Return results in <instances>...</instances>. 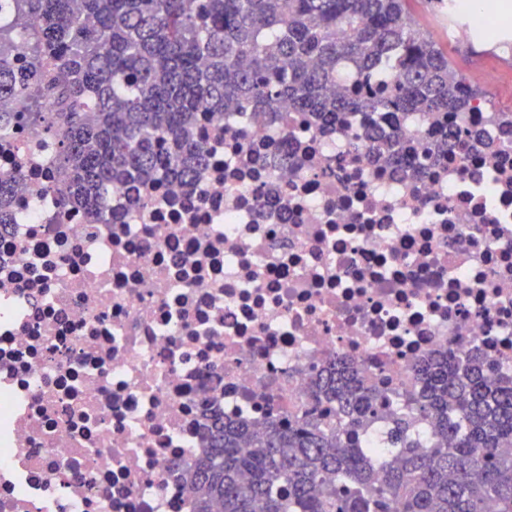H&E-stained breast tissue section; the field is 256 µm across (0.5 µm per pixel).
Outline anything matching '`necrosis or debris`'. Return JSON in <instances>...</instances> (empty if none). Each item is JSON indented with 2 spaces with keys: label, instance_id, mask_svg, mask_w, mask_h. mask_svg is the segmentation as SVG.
<instances>
[{
  "label": "necrosis or debris",
  "instance_id": "necrosis-or-debris-1",
  "mask_svg": "<svg viewBox=\"0 0 512 512\" xmlns=\"http://www.w3.org/2000/svg\"><path fill=\"white\" fill-rule=\"evenodd\" d=\"M282 110L225 113L194 184L113 186L112 224L53 197L39 121L0 139V512H194L209 414L291 418L340 360L398 395L452 342L512 375V143L399 178ZM16 175L0 174V227L16 223L17 214L13 209L11 183L16 181Z\"/></svg>",
  "mask_w": 512,
  "mask_h": 512
}]
</instances>
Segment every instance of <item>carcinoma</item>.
Listing matches in <instances>:
<instances>
[{
    "instance_id": "cac0c4a2",
    "label": "carcinoma",
    "mask_w": 512,
    "mask_h": 512,
    "mask_svg": "<svg viewBox=\"0 0 512 512\" xmlns=\"http://www.w3.org/2000/svg\"><path fill=\"white\" fill-rule=\"evenodd\" d=\"M409 0H11L0 26V132L35 86L53 100L45 131L78 201L112 223L108 188L191 183L206 167L202 115L262 112L289 102L327 125L362 124V145L425 173L377 122L424 114L443 149L479 135L443 119L485 94L448 60ZM35 30L21 67L15 39ZM0 175V227L16 223ZM418 387L392 395L334 366L312 382V406L262 430L213 414L187 467L195 512H512V375L450 346L415 368ZM432 426L427 439L417 423Z\"/></svg>"
}]
</instances>
